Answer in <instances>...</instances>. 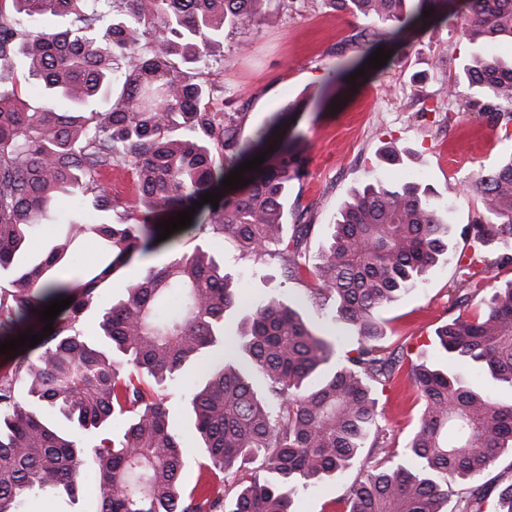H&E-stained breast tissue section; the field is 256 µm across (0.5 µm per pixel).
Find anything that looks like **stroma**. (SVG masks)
I'll use <instances>...</instances> for the list:
<instances>
[{
    "label": "stroma",
    "mask_w": 512,
    "mask_h": 512,
    "mask_svg": "<svg viewBox=\"0 0 512 512\" xmlns=\"http://www.w3.org/2000/svg\"><path fill=\"white\" fill-rule=\"evenodd\" d=\"M383 26L378 18L336 11L323 0H265L254 29L226 36L194 70L213 89V110L239 113L247 134L289 103L306 101L295 128L305 168L289 184L286 222L312 225L308 256L318 253L327 225L335 223L344 202L364 183L387 184L412 171L429 185L440 214L448 218L453 260L438 264L422 285L378 316L384 345L403 348L412 357L428 356L442 368L446 361L436 349L435 330L458 313L454 300L460 276L454 260L470 256L462 229L481 209L480 194L463 191L462 184L480 166L512 152V137L496 113H471L453 99L436 96L441 81L454 77L476 50L459 27L428 22L388 44L386 65L367 67L373 50L358 43L356 35ZM390 146L399 150L400 163L383 160ZM215 248L245 300L288 298L325 334L346 335L343 325L322 317L310 278L284 280L279 260L242 253L227 237L216 238ZM376 398L380 430L392 448L402 449L419 411L408 381H394ZM357 475L352 469L298 491L297 512H343L347 488Z\"/></svg>",
    "instance_id": "obj_1"
}]
</instances>
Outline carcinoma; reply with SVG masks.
Here are the masks:
<instances>
[{"label": "carcinoma", "mask_w": 512, "mask_h": 512, "mask_svg": "<svg viewBox=\"0 0 512 512\" xmlns=\"http://www.w3.org/2000/svg\"><path fill=\"white\" fill-rule=\"evenodd\" d=\"M265 0H0V343L34 329L53 299L72 298L54 332L0 366V512H24L29 496L75 500L86 457L98 477L99 512H295L292 495L359 462L377 423L373 389L401 375L422 403L402 449L388 451L349 487L346 512H441L448 483L479 475L512 452V402L459 374L464 367L512 389V282L485 292L472 265L495 239L512 240V155L481 169L468 187L482 209L463 229L474 257L459 266V313L435 332L448 368L407 358L382 345L376 313L425 280L449 253L448 225L429 188L412 176L396 186L368 183L330 225L314 262L311 229L288 235V185L304 158L294 131L249 184L197 209L184 232L227 235L243 251L282 259L288 279L304 275L313 293L334 301L332 319L357 347L337 357L340 336L320 331L283 299L246 302L207 240L192 253L149 266L108 308L86 319L98 291L118 270L170 247L156 242L157 222L213 192L265 150L303 102L275 113L245 136L239 117L218 116L197 63L227 32L258 23ZM337 10L377 16L390 26L362 43L398 42L423 11L448 21L453 0H324ZM467 40L483 47L445 79L439 93L476 89L466 107L512 106V60L491 51L512 43V0H458ZM68 16V28L45 26ZM22 61L44 90L25 100L5 73ZM132 171L135 199L112 194V167ZM69 218L48 249L27 256L31 237L62 204ZM126 213L122 224L84 222V213ZM98 241L91 261L78 255ZM478 304L482 313L466 311ZM194 366L205 382L186 396L207 459L231 479L224 496L183 490L188 448L144 380L179 382ZM265 382L259 392L252 376ZM261 458L269 478H247L238 463ZM488 489L469 487L461 512H485Z\"/></svg>", "instance_id": "obj_1"}]
</instances>
